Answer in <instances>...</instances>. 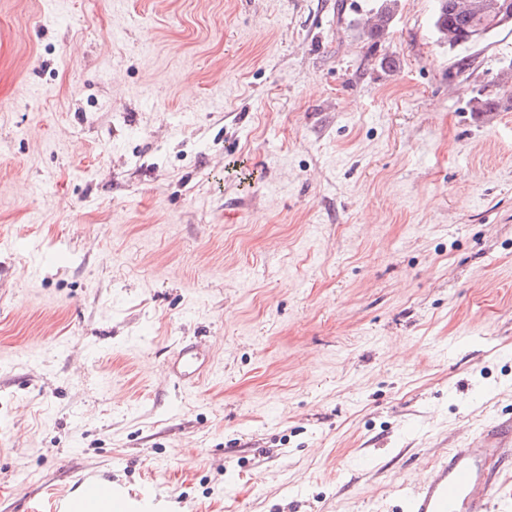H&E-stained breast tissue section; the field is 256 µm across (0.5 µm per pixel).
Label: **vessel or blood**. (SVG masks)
<instances>
[{"mask_svg": "<svg viewBox=\"0 0 512 512\" xmlns=\"http://www.w3.org/2000/svg\"><path fill=\"white\" fill-rule=\"evenodd\" d=\"M170 374L182 384L195 385L208 376L206 356L193 341L181 342L168 359ZM512 471V421L486 422L474 440L449 449L446 457L417 481H399L398 495L406 512H497L504 474ZM81 498L112 495L116 507L125 498L111 485L80 482Z\"/></svg>", "mask_w": 512, "mask_h": 512, "instance_id": "vessel-or-blood-1", "label": "vessel or blood"}]
</instances>
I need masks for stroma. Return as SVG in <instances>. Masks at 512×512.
<instances>
[{"label": "stroma", "mask_w": 512, "mask_h": 512, "mask_svg": "<svg viewBox=\"0 0 512 512\" xmlns=\"http://www.w3.org/2000/svg\"><path fill=\"white\" fill-rule=\"evenodd\" d=\"M373 2L0 0V512H401L512 419V27ZM375 2H377L375 6L370 9L374 23L367 29V34L370 39H381L398 11L399 0H375ZM435 2L433 26L440 44L448 46L450 51L467 47L500 28L512 26V21L504 25L496 22L498 14L512 13V0H472L465 6L458 0ZM476 32L479 34L470 36ZM168 370L180 384H199L208 376L206 356L200 345L183 341L168 359ZM78 489L79 496L82 499H94L86 503L84 506L85 512H112V503L106 496L96 498L99 492L104 495H110L111 498L113 497L116 507L119 510H124L125 497L119 491L114 490L112 492L111 484L98 482L97 480L86 482L82 479L78 485Z\"/></svg>", "instance_id": "1"}]
</instances>
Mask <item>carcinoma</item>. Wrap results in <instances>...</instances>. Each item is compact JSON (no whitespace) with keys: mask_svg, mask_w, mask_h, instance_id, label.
<instances>
[{"mask_svg":"<svg viewBox=\"0 0 512 512\" xmlns=\"http://www.w3.org/2000/svg\"><path fill=\"white\" fill-rule=\"evenodd\" d=\"M399 0H375L370 9L373 25L368 36L381 39L389 29L398 11ZM512 13V0H469L459 5V0H436L433 26L438 41L453 51L479 42L501 28L496 22L500 13ZM512 100V93L505 90L495 95H485L473 101V111L493 112Z\"/></svg>","mask_w":512,"mask_h":512,"instance_id":"cac0c4a2","label":"carcinoma"}]
</instances>
